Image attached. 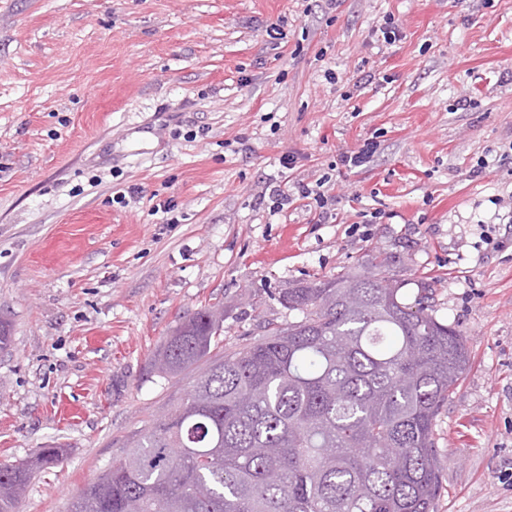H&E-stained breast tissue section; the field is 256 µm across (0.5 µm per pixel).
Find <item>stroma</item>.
<instances>
[{
  "label": "stroma",
  "mask_w": 512,
  "mask_h": 512,
  "mask_svg": "<svg viewBox=\"0 0 512 512\" xmlns=\"http://www.w3.org/2000/svg\"><path fill=\"white\" fill-rule=\"evenodd\" d=\"M316 183L324 217L271 194ZM380 263L470 355L435 512H512V0H0V465L64 451L18 512L185 396L149 367L183 316L222 307L227 354Z\"/></svg>",
  "instance_id": "obj_1"
}]
</instances>
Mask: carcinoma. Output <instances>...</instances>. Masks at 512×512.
<instances>
[{
	"label": "carcinoma",
	"instance_id": "obj_1",
	"mask_svg": "<svg viewBox=\"0 0 512 512\" xmlns=\"http://www.w3.org/2000/svg\"><path fill=\"white\" fill-rule=\"evenodd\" d=\"M383 271L279 292L297 319L236 352L214 353L224 313L201 308L166 337L152 371L195 376L168 417L128 443L72 512H434V427L469 363L465 340ZM44 448L0 466V512L14 487L59 463Z\"/></svg>",
	"mask_w": 512,
	"mask_h": 512
}]
</instances>
